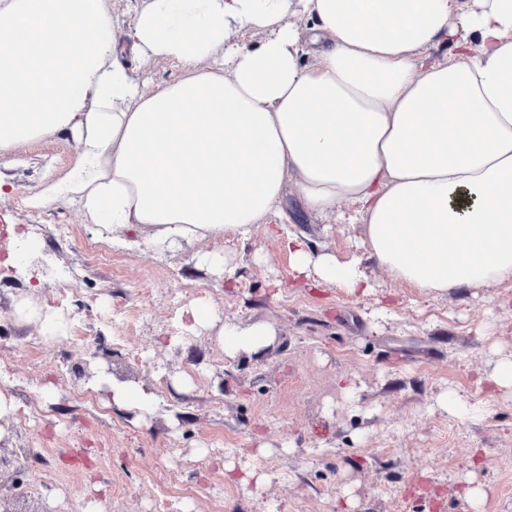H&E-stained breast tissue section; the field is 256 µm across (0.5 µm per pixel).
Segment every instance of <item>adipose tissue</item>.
I'll list each match as a JSON object with an SVG mask.
<instances>
[{"label": "adipose tissue", "instance_id": "adipose-tissue-1", "mask_svg": "<svg viewBox=\"0 0 512 512\" xmlns=\"http://www.w3.org/2000/svg\"><path fill=\"white\" fill-rule=\"evenodd\" d=\"M157 62L179 77L134 72ZM52 136L74 159L31 206L116 248L245 242L293 193L413 287L512 281V0H0V162ZM282 247L294 278L369 293L360 260ZM183 327L232 358L276 337L203 304Z\"/></svg>", "mask_w": 512, "mask_h": 512}]
</instances>
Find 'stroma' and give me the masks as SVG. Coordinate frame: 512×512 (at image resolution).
I'll list each match as a JSON object with an SVG mask.
<instances>
[{"instance_id":"35a3bbf8","label":"stroma","mask_w":512,"mask_h":512,"mask_svg":"<svg viewBox=\"0 0 512 512\" xmlns=\"http://www.w3.org/2000/svg\"><path fill=\"white\" fill-rule=\"evenodd\" d=\"M73 156V143L50 138L4 169L15 190L0 220L40 254L28 270L0 269V394L19 408L0 421V512H156L163 500L171 512H512V388L490 398L478 384L512 357V284L411 287L369 258L363 225L316 213L297 232L362 258L371 294L297 285L263 224L247 243L224 241L230 287L198 266L205 242L101 255L77 207L29 204ZM63 288L74 294L55 311L62 335L18 321L20 300L44 309ZM194 302L223 321L266 322L277 339L261 356L227 357L214 331L183 335ZM114 372L153 393L156 410L93 390ZM449 390L491 400V413L457 417L437 404ZM228 466L267 479L234 483ZM473 486L485 491L475 507L463 496Z\"/></svg>"}]
</instances>
